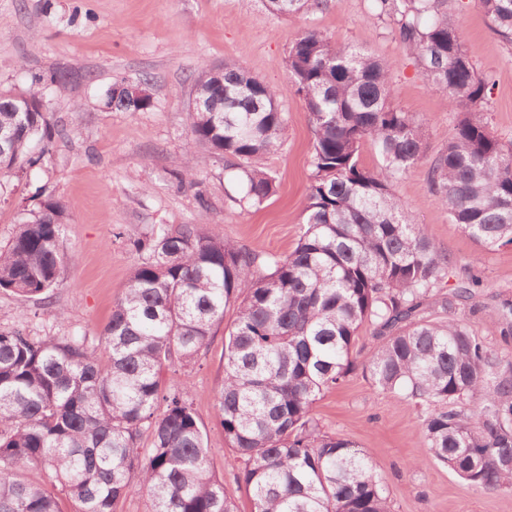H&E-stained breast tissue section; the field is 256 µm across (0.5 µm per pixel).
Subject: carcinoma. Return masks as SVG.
<instances>
[{
  "label": "carcinoma",
  "mask_w": 512,
  "mask_h": 512,
  "mask_svg": "<svg viewBox=\"0 0 512 512\" xmlns=\"http://www.w3.org/2000/svg\"><path fill=\"white\" fill-rule=\"evenodd\" d=\"M434 90L460 118L429 163V185L451 222L483 252L512 245V146L470 114L491 87L467 55L448 0H371ZM512 45V0H475ZM321 0H266L269 11L303 15ZM288 89L309 115L312 167L306 227L284 256L228 240L216 227L183 224L128 239L142 255L92 342L87 334L35 338L0 330V512H117L132 493L148 512H237L224 480L208 468L207 431L189 388L163 373L198 359L224 325L215 410L251 512H391L366 451L322 429L314 405L354 369L352 351L369 324L378 340L364 368L378 388L411 400L427 451L470 486L512 491V359L470 320L512 338V297L491 310L483 283L461 279L454 262L408 217L393 182L425 158L423 120L394 103L390 67L315 31L288 51ZM281 92L235 62L202 71L189 107L187 148L224 154L243 200L275 193L264 160L286 139ZM0 92V126L13 133L0 176L33 166V142L49 150L62 131L37 111L14 112ZM126 112L150 109L109 92ZM379 160L359 162L365 143ZM65 206L48 198L0 249V289L44 304L72 258L60 248ZM235 310L224 324L227 309ZM465 318H458V313ZM106 359H101L98 349ZM148 434L150 451L141 453ZM46 475L32 482L25 469Z\"/></svg>",
  "instance_id": "1"
}]
</instances>
